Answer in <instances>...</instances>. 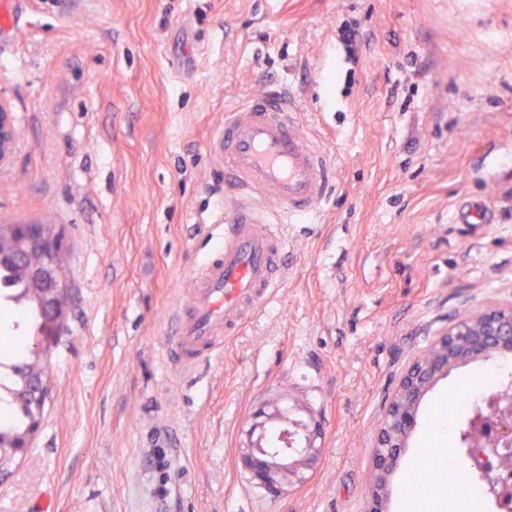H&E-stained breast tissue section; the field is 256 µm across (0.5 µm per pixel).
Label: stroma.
<instances>
[{
	"label": "stroma",
	"instance_id": "35a3bbf8",
	"mask_svg": "<svg viewBox=\"0 0 512 512\" xmlns=\"http://www.w3.org/2000/svg\"><path fill=\"white\" fill-rule=\"evenodd\" d=\"M360 29L358 62L340 29ZM286 88L336 165L325 211L284 227V277L219 354L162 361L224 203V106ZM0 99L18 140L0 222L54 224L73 313L0 512H362L382 405L451 319L512 302V0H0ZM477 204L480 223L458 224ZM424 398L388 512L472 482ZM321 423L304 482L272 496L238 455L269 400ZM444 447L431 446L433 423Z\"/></svg>",
	"mask_w": 512,
	"mask_h": 512
}]
</instances>
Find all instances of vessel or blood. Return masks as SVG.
I'll return each mask as SVG.
<instances>
[{"label": "vessel or blood", "mask_w": 512, "mask_h": 512, "mask_svg": "<svg viewBox=\"0 0 512 512\" xmlns=\"http://www.w3.org/2000/svg\"><path fill=\"white\" fill-rule=\"evenodd\" d=\"M210 150L232 182L213 250L187 282L174 313L166 362L193 369L239 326L246 308L266 301L282 278V227L320 215L336 165L292 100L262 92L224 113Z\"/></svg>", "instance_id": "obj_1"}]
</instances>
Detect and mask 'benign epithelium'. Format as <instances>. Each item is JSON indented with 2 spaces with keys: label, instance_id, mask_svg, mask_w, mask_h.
Instances as JSON below:
<instances>
[{
  "label": "benign epithelium",
  "instance_id": "7a95c632",
  "mask_svg": "<svg viewBox=\"0 0 512 512\" xmlns=\"http://www.w3.org/2000/svg\"><path fill=\"white\" fill-rule=\"evenodd\" d=\"M16 143L13 113L7 104L0 102V164L12 155ZM13 238L21 248L0 246V262L13 260L23 264L31 287L44 300L48 328L39 352L49 372L52 369L49 347L60 334L59 324L67 309V284L57 276L63 237L57 228L15 224ZM511 352L512 303L488 306L460 317L429 350L411 359L383 408L372 449V480L364 512H386L389 477L409 447L420 404L435 385L462 366ZM291 425L290 429H280L283 448L270 450L266 435L260 433L241 450L243 468L273 496L281 493L283 483L301 480V473L312 467L320 454L309 426L301 420H294ZM299 430L305 432V445L295 448L293 436ZM461 443L474 475L485 477L481 462L486 456L495 453L498 447H512V409L502 407L499 396L491 397L486 416L476 421L471 434L461 439Z\"/></svg>",
  "mask_w": 512,
  "mask_h": 512
}]
</instances>
